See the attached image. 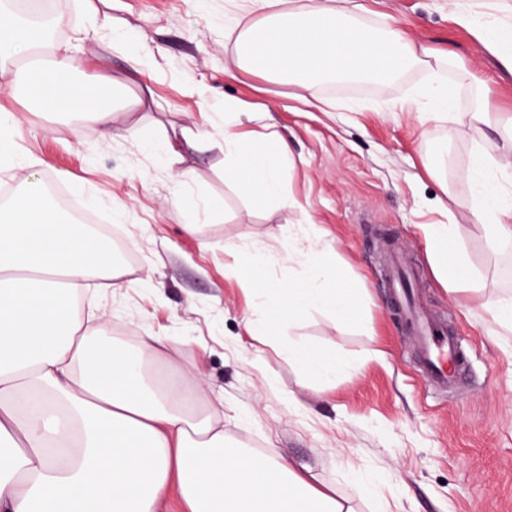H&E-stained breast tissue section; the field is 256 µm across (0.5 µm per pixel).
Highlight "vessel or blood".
Returning a JSON list of instances; mask_svg holds the SVG:
<instances>
[{
    "mask_svg": "<svg viewBox=\"0 0 512 512\" xmlns=\"http://www.w3.org/2000/svg\"><path fill=\"white\" fill-rule=\"evenodd\" d=\"M412 274L393 257L384 286L394 306L403 315L408 332L418 347L423 381L432 388L456 387L466 368L458 336L449 334L446 324L419 310L410 300L408 282Z\"/></svg>",
    "mask_w": 512,
    "mask_h": 512,
    "instance_id": "b4317fda",
    "label": "vessel or blood"
}]
</instances>
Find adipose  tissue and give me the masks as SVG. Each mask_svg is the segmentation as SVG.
<instances>
[{
  "instance_id": "adipose-tissue-1",
  "label": "adipose tissue",
  "mask_w": 512,
  "mask_h": 512,
  "mask_svg": "<svg viewBox=\"0 0 512 512\" xmlns=\"http://www.w3.org/2000/svg\"><path fill=\"white\" fill-rule=\"evenodd\" d=\"M451 13L458 25L477 27L484 47L512 71L511 21L479 23L456 6ZM431 63L453 60L401 29L345 21L332 0L270 13L244 31L234 59L237 68L280 75L303 90L326 80L392 79ZM75 69L71 47L44 42L0 5V72L19 74L38 104L89 116L90 135L108 142L119 114L144 105L132 92L140 72L81 82ZM224 148L239 183L278 198L287 141L264 164L233 131H225ZM27 167L18 164L25 191L0 205V512H159L171 490L188 512H345L335 491L317 488L278 456L229 445L223 411L159 373L168 338L141 334L133 353L107 344L110 319L82 316L77 299L89 280L109 283L124 271L101 240L58 212ZM472 176L481 217L496 236L512 238V195L501 188L512 179L511 133L500 161L476 154ZM426 235L449 291L469 290L462 258L448 252L455 225H427ZM238 274L271 295L254 309L256 336L286 308L340 315L350 306L338 288L269 282L259 254ZM288 356L319 378L345 368L340 357L303 343L290 345Z\"/></svg>"
}]
</instances>
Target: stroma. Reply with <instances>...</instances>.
<instances>
[{
	"label": "stroma",
	"mask_w": 512,
	"mask_h": 512,
	"mask_svg": "<svg viewBox=\"0 0 512 512\" xmlns=\"http://www.w3.org/2000/svg\"><path fill=\"white\" fill-rule=\"evenodd\" d=\"M344 6L355 20L453 53L457 65L419 68L378 89L314 85L302 101L292 83L226 75L239 36L263 17L246 0H61L56 42L76 46L78 80L138 68L156 105L133 120L159 141L202 124L211 142L169 160L135 134L102 145L88 137L87 117L34 105L20 88L0 93V111L17 116L14 150L33 160V173L122 230L123 283L90 285L84 303L111 311V338L126 349L144 332L190 340L166 370L223 404L231 440L285 458L350 512H512V334H492L487 313L489 302L512 296V240L480 220L470 176L474 154L498 156L502 135L469 123L480 99L512 117V72L453 22L448 0ZM445 79L457 90L450 121L421 122L409 98ZM228 128L258 151L287 139L280 199L264 201L259 186L234 180L222 149ZM212 200L222 212L209 210ZM428 224L458 225L450 249L475 290L449 292L438 277ZM391 249L415 266L421 306L461 336L464 392L438 393L421 380L382 286ZM257 252L275 284L346 289L352 314L309 308L274 335H251L262 295L235 270ZM293 342L348 367L330 382L313 378L289 359Z\"/></svg>",
	"instance_id": "obj_1"
}]
</instances>
